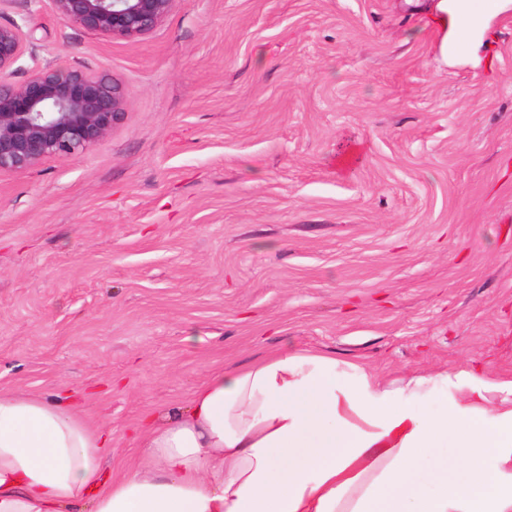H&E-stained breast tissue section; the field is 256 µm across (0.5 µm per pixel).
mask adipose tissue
<instances>
[{
    "label": "adipose tissue",
    "instance_id": "ef3b65f1",
    "mask_svg": "<svg viewBox=\"0 0 512 512\" xmlns=\"http://www.w3.org/2000/svg\"><path fill=\"white\" fill-rule=\"evenodd\" d=\"M63 401L0 390V512H512V374L391 380L310 350L213 372L139 463Z\"/></svg>",
    "mask_w": 512,
    "mask_h": 512
}]
</instances>
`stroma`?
I'll list each match as a JSON object with an SVG mask.
<instances>
[{"instance_id":"stroma-1","label":"stroma","mask_w":512,"mask_h":512,"mask_svg":"<svg viewBox=\"0 0 512 512\" xmlns=\"http://www.w3.org/2000/svg\"><path fill=\"white\" fill-rule=\"evenodd\" d=\"M454 2L176 0L127 42L0 0L13 82L128 99L81 156L0 174V389L67 397L122 473L145 413L286 347L512 374V0L449 62Z\"/></svg>"}]
</instances>
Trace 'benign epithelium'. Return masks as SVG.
Masks as SVG:
<instances>
[{"label":"benign epithelium","mask_w":512,"mask_h":512,"mask_svg":"<svg viewBox=\"0 0 512 512\" xmlns=\"http://www.w3.org/2000/svg\"><path fill=\"white\" fill-rule=\"evenodd\" d=\"M64 20L105 40L135 41L156 31L175 0H51ZM26 35L0 25V173H25L49 157H78L124 119L122 82L77 67L31 71L10 80Z\"/></svg>","instance_id":"7a95c632"}]
</instances>
